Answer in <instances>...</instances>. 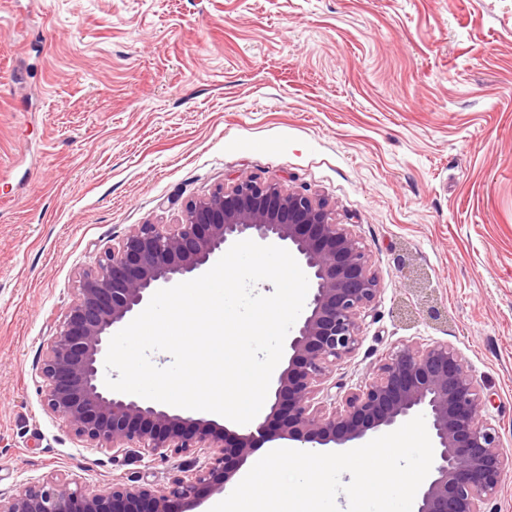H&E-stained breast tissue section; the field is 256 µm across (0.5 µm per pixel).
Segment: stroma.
Here are the masks:
<instances>
[{"label":"stroma","mask_w":512,"mask_h":512,"mask_svg":"<svg viewBox=\"0 0 512 512\" xmlns=\"http://www.w3.org/2000/svg\"><path fill=\"white\" fill-rule=\"evenodd\" d=\"M325 197L383 291L325 392L454 347L512 451V0H0V491L168 485L36 367L78 272L229 179Z\"/></svg>","instance_id":"1"}]
</instances>
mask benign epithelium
<instances>
[{
  "label": "benign epithelium",
  "instance_id": "obj_1",
  "mask_svg": "<svg viewBox=\"0 0 512 512\" xmlns=\"http://www.w3.org/2000/svg\"><path fill=\"white\" fill-rule=\"evenodd\" d=\"M288 247L311 283L307 310L288 338L284 367L270 381L272 403L256 433L302 445L354 448L418 413L431 423L434 461L417 491L416 512H485L512 453L483 417L485 399L462 356L446 344L388 352L372 377L341 404L317 401L336 363L361 343L362 322L381 282L366 248L333 209L278 182L237 179L185 206L175 224H137L78 274L74 299L41 349L45 409L81 442L139 457L194 456L169 486L114 484L96 492L75 479L47 478L0 492V512H186L205 491L224 489L248 456L254 434L184 416L157 401L109 391L100 368L112 333L159 289L201 272L235 242Z\"/></svg>",
  "mask_w": 512,
  "mask_h": 512
}]
</instances>
